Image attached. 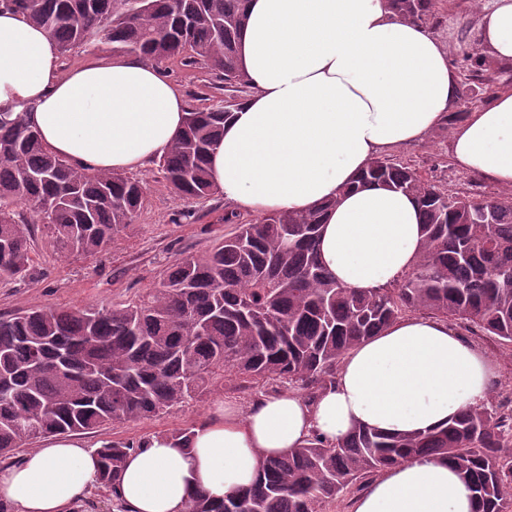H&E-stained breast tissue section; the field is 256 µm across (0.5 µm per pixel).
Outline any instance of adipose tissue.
Instances as JSON below:
<instances>
[{"mask_svg":"<svg viewBox=\"0 0 512 512\" xmlns=\"http://www.w3.org/2000/svg\"><path fill=\"white\" fill-rule=\"evenodd\" d=\"M484 47L512 63V0L480 23ZM238 63L252 92L210 156L215 187L253 215L332 201L320 257L336 280L371 293L415 263L423 240L416 200L358 177L382 151L425 137L453 111L458 83L431 31L396 18L388 0H250ZM35 103L29 121L77 168L133 171L161 158L188 106L157 67L133 57L63 68L57 43L25 17L0 12V108ZM464 172L512 187V89L469 112L452 133ZM494 365L446 322L398 319L351 349L332 386L308 400L260 395L220 402L183 443L165 433L130 453L117 487L126 512H185L191 491L211 498L249 487L261 455L311 435L333 443L355 427L414 433L486 403ZM96 447L47 435L0 465V500L15 512H69L98 487ZM454 464L415 458L389 467L352 512H475Z\"/></svg>","mask_w":512,"mask_h":512,"instance_id":"ef3b65f1","label":"adipose tissue"}]
</instances>
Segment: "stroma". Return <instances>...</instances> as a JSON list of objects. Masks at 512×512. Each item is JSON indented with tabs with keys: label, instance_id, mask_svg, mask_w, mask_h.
I'll use <instances>...</instances> for the list:
<instances>
[{
	"label": "stroma",
	"instance_id": "1",
	"mask_svg": "<svg viewBox=\"0 0 512 512\" xmlns=\"http://www.w3.org/2000/svg\"><path fill=\"white\" fill-rule=\"evenodd\" d=\"M440 12L442 23L435 33L447 49L449 61L461 60L476 45L475 39L463 40L458 36L466 23L479 16L474 0H442ZM384 157L407 164L422 179L452 193L477 200L512 197V188L499 187L479 175L459 170L452 159L451 133L443 128L435 129L422 142L391 148ZM133 177L147 191V203L136 224L114 236L107 250L95 256L56 251L43 233H35L31 253L33 274L23 281L0 282V313L33 307L96 308L138 299L158 285L163 272L176 259L204 252L216 238L234 232V225L222 220L228 204L221 195L179 199L155 164L135 171ZM255 396V390L241 389L238 379L229 377L223 388L194 398L169 413L108 425L93 433L92 438L138 441L200 423L217 400L245 407Z\"/></svg>",
	"mask_w": 512,
	"mask_h": 512
}]
</instances>
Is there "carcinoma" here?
Returning <instances> with one entry per match:
<instances>
[{"label":"carcinoma","instance_id":"obj_1","mask_svg":"<svg viewBox=\"0 0 512 512\" xmlns=\"http://www.w3.org/2000/svg\"><path fill=\"white\" fill-rule=\"evenodd\" d=\"M248 0H0L41 27L68 57L107 45L116 56L205 69L224 101L193 108L158 160L184 199L215 193L209 169L224 123L250 92L237 64ZM394 15L434 29L437 0H390ZM460 65L480 84L508 66L475 48ZM31 104L0 110V279H23L35 225L63 252L98 254L136 222L140 181L78 169L50 152L29 125ZM359 181L412 195L424 239L413 267L371 294L337 283L318 256L320 225L334 205L244 219L208 250L178 259L142 298L100 308L30 309L0 315V459L50 433L93 432L151 419L224 385L296 389L309 398L332 384L356 345L422 311L473 325L512 347V197L475 201L421 179L407 165L372 158ZM141 442L97 449L99 482L115 488ZM512 387L495 400L413 434L358 427L334 445L314 436L265 458L255 482L222 499L193 492L187 512H326L358 482L413 457L456 464L478 512H512Z\"/></svg>","mask_w":512,"mask_h":512}]
</instances>
